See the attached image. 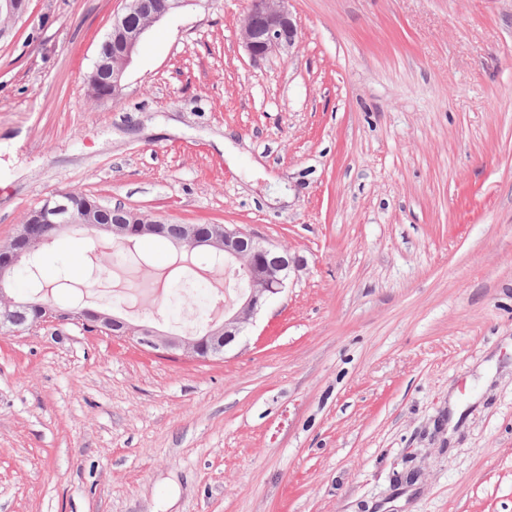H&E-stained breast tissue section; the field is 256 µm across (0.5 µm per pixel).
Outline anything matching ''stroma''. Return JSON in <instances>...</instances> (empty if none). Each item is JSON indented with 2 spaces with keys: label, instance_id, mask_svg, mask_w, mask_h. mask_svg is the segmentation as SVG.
Wrapping results in <instances>:
<instances>
[{
  "label": "stroma",
  "instance_id": "35a3bbf8",
  "mask_svg": "<svg viewBox=\"0 0 512 512\" xmlns=\"http://www.w3.org/2000/svg\"><path fill=\"white\" fill-rule=\"evenodd\" d=\"M126 5L29 0L0 37V240L77 190L298 268L206 361L0 334V512H512V0H289L295 43L258 60L248 0H189L93 98ZM135 249L58 236L45 300L184 336L215 296L167 271L240 292L207 254Z\"/></svg>",
  "mask_w": 512,
  "mask_h": 512
}]
</instances>
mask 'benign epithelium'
<instances>
[{
  "instance_id": "benign-epithelium-1",
  "label": "benign epithelium",
  "mask_w": 512,
  "mask_h": 512,
  "mask_svg": "<svg viewBox=\"0 0 512 512\" xmlns=\"http://www.w3.org/2000/svg\"><path fill=\"white\" fill-rule=\"evenodd\" d=\"M186 2L188 0H130L127 10L113 21L89 75L100 97L119 96L126 69L143 35L152 24ZM27 5L28 0H0V15L14 20L25 13ZM297 34L288 0H249L242 19L241 38L251 58H263L283 43L292 44ZM164 226L160 220L146 219L121 207L107 208L93 199L79 203L67 192L29 210L15 235L0 244V333L6 335L34 328L24 320L25 313L34 308L43 326L76 323L91 332L124 335L153 351H181L196 360L223 354L242 329L252 323L267 298L281 292L295 264L288 251L238 227L212 224L203 233L197 224H183L181 236L175 240L178 247L188 251L224 254V261L238 265L248 283V289L240 294L237 308L224 316L223 322L213 321L202 339L172 336L146 325L132 326L106 312L60 310L37 297L17 302L6 292L14 269L64 231L83 229L97 238L131 243L139 238L163 235Z\"/></svg>"
}]
</instances>
